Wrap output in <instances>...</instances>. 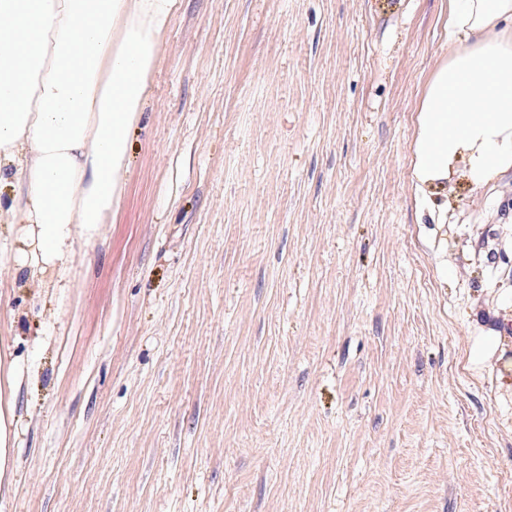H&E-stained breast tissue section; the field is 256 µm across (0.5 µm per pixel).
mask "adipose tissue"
Returning <instances> with one entry per match:
<instances>
[{
  "label": "adipose tissue",
  "instance_id": "1",
  "mask_svg": "<svg viewBox=\"0 0 512 512\" xmlns=\"http://www.w3.org/2000/svg\"><path fill=\"white\" fill-rule=\"evenodd\" d=\"M175 0H0V183H12L14 262L61 270L125 191L137 124ZM448 54L415 118L418 194L459 171L512 168V0H448ZM18 377L0 355V485H10Z\"/></svg>",
  "mask_w": 512,
  "mask_h": 512
}]
</instances>
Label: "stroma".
Returning a JSON list of instances; mask_svg holds the SVG:
<instances>
[{
  "label": "stroma",
  "instance_id": "1",
  "mask_svg": "<svg viewBox=\"0 0 512 512\" xmlns=\"http://www.w3.org/2000/svg\"><path fill=\"white\" fill-rule=\"evenodd\" d=\"M444 2L177 0L111 223L39 283L0 215V512H512V170L412 180ZM14 361L9 354L0 355V485L10 486L13 472L15 439L14 398L18 390Z\"/></svg>",
  "mask_w": 512,
  "mask_h": 512
}]
</instances>
